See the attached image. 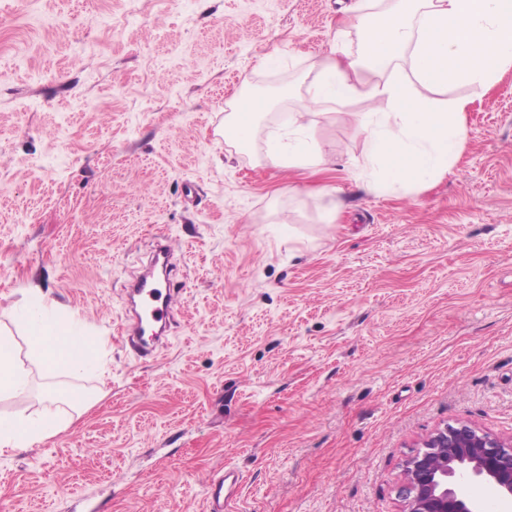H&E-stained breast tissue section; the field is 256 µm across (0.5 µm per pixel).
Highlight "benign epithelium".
<instances>
[{"label": "benign epithelium", "mask_w": 512, "mask_h": 512, "mask_svg": "<svg viewBox=\"0 0 512 512\" xmlns=\"http://www.w3.org/2000/svg\"><path fill=\"white\" fill-rule=\"evenodd\" d=\"M471 484L512 499V443L465 423L438 428L404 463L402 512H482Z\"/></svg>", "instance_id": "benign-epithelium-1"}]
</instances>
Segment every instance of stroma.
<instances>
[{"mask_svg": "<svg viewBox=\"0 0 512 512\" xmlns=\"http://www.w3.org/2000/svg\"><path fill=\"white\" fill-rule=\"evenodd\" d=\"M391 0H0V324L30 286L105 342L65 374L87 410L0 455V512H400L405 460L468 423L512 440V67L470 99L448 174L382 194L368 100L321 107L312 176L265 159L316 55ZM280 63L263 66L270 52ZM273 101L247 144L225 104ZM160 237L182 304L156 350L123 333ZM239 484V474L226 467L221 473L211 477L207 485L209 512L231 511L229 507L237 495Z\"/></svg>", "mask_w": 512, "mask_h": 512, "instance_id": "35a3bbf8", "label": "stroma"}]
</instances>
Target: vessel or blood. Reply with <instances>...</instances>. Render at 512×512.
I'll list each match as a JSON object with an SVG mask.
<instances>
[{"label":"vessel or blood","mask_w":512,"mask_h":512,"mask_svg":"<svg viewBox=\"0 0 512 512\" xmlns=\"http://www.w3.org/2000/svg\"><path fill=\"white\" fill-rule=\"evenodd\" d=\"M130 300L133 316L126 325V331L144 352H152L153 346L147 338L163 327L179 296L171 290L148 285L145 278L140 277L131 285ZM239 484L240 476L232 469H224L211 477L207 485L209 512H228Z\"/></svg>","instance_id":"b4317fda"}]
</instances>
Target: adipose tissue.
<instances>
[{
	"label": "adipose tissue",
	"instance_id": "1",
	"mask_svg": "<svg viewBox=\"0 0 512 512\" xmlns=\"http://www.w3.org/2000/svg\"><path fill=\"white\" fill-rule=\"evenodd\" d=\"M405 53L410 56L406 70L398 65ZM509 66L512 0H423L416 17L405 5H397L377 23L365 26L358 55L347 53L336 41L314 60L315 76L307 96L297 111L289 113L286 135L269 141L266 158L275 168L320 165L322 155L309 138L312 111L354 99L382 100L386 111L366 113L359 122L369 161L381 173L380 179L368 182V189L379 191L386 182L427 185L454 164L470 105L466 99L438 104L431 91L451 82L487 88ZM367 70L377 73V81L364 79ZM229 108L224 140L239 145L248 140L268 102L261 97L236 98ZM13 319L25 337L29 358L51 379L49 400L82 413L84 403L55 378L98 368L101 343L92 327L77 313L59 309L37 288L25 289ZM29 375L12 331L0 328V399L26 393ZM70 422V416L49 409L34 416L0 415V448L30 447L56 436Z\"/></svg>",
	"mask_w": 512,
	"mask_h": 512
}]
</instances>
